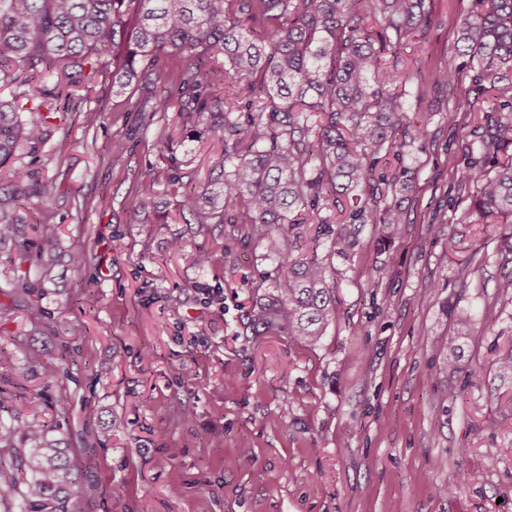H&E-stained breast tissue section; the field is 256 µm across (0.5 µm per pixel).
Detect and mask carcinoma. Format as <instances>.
<instances>
[{
    "label": "carcinoma",
    "instance_id": "obj_1",
    "mask_svg": "<svg viewBox=\"0 0 512 512\" xmlns=\"http://www.w3.org/2000/svg\"><path fill=\"white\" fill-rule=\"evenodd\" d=\"M427 0H0V82L28 87L0 98V169L20 152L35 159L52 136L44 99L77 109L73 90L98 77H112L120 90L136 78L167 87L161 57L185 67L177 98L162 93L137 112H178L221 140L212 167L217 180L205 192L174 178L166 192L197 231L210 224H244L246 239L261 240L277 261L274 291L251 308L247 321L267 334L299 344L319 342L338 317L334 260H353L366 225L386 248L406 216L397 202L408 171L399 165L423 133L406 124L400 90V51L426 23ZM370 13L379 28L363 24ZM455 53L463 59L471 88L494 100L470 131L456 164L468 205L457 224L502 225L498 251L512 253V0H473L461 23ZM224 55V65L213 60ZM237 80L247 111L224 105V82ZM460 68L435 72L436 85L453 88ZM40 202L39 237L53 252L59 228L55 199L31 181L29 169L13 167L0 177V243L15 239L26 223L27 199ZM339 209L329 224L304 212ZM325 240L321 256L303 248V232ZM30 322L39 324V292L19 276ZM457 333L443 343L446 366L458 367L459 338L470 335L471 312H454ZM0 502L16 512H72L74 488L83 475L74 448L33 417L0 419Z\"/></svg>",
    "mask_w": 512,
    "mask_h": 512
}]
</instances>
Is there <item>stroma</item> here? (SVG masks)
I'll return each instance as SVG.
<instances>
[{"mask_svg":"<svg viewBox=\"0 0 512 512\" xmlns=\"http://www.w3.org/2000/svg\"><path fill=\"white\" fill-rule=\"evenodd\" d=\"M469 5L434 0L401 70L417 56L427 73L457 64ZM427 73L406 85L407 121L424 136L399 199L405 230L381 250L366 226L338 284L339 318L313 347L245 332L274 262L237 225L192 233L165 193L173 176L207 183L222 147L203 128L173 109L132 111L154 95L142 81L119 96L96 79L79 111L51 112L69 152L56 158L49 141L22 163L55 196L54 281L41 324L30 325L7 291L19 271L37 281L41 242L29 231L0 245V386L15 396L12 414L40 415L72 444L83 473L75 512H512V386L494 371L512 349V262L491 246L462 266L428 230L467 204L454 175L466 131L442 115L487 105L469 80L448 90ZM170 131L183 143L168 158L160 139ZM147 195L157 218L135 220ZM174 238L209 261L175 256ZM459 307L471 310L473 334L464 369L450 374L440 341ZM76 321L85 335H73ZM64 348L72 364L45 377L41 359ZM458 472L467 485L440 495Z\"/></svg>","mask_w":512,"mask_h":512,"instance_id":"stroma-1","label":"stroma"}]
</instances>
